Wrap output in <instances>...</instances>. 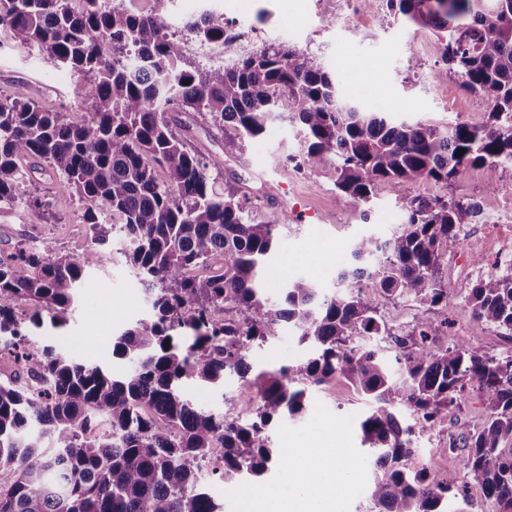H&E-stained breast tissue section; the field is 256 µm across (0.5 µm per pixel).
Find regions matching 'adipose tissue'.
<instances>
[{
  "label": "adipose tissue",
  "mask_w": 512,
  "mask_h": 512,
  "mask_svg": "<svg viewBox=\"0 0 512 512\" xmlns=\"http://www.w3.org/2000/svg\"><path fill=\"white\" fill-rule=\"evenodd\" d=\"M345 454H337L300 470L302 490L281 501L276 497L250 502L247 512H314L315 506H327L333 498L336 474L346 473Z\"/></svg>",
  "instance_id": "adipose-tissue-1"
}]
</instances>
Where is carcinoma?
I'll return each mask as SVG.
<instances>
[{"label": "carcinoma", "mask_w": 512, "mask_h": 512, "mask_svg": "<svg viewBox=\"0 0 512 512\" xmlns=\"http://www.w3.org/2000/svg\"><path fill=\"white\" fill-rule=\"evenodd\" d=\"M173 0L147 13L116 0H0V27L64 66L93 75L85 87L93 112L71 121L43 110L22 86L0 98V208L47 174L86 205L92 246L80 257L45 241L37 250L0 256V346L18 369L0 381V512H221L200 483L211 468L235 484L290 460L269 436L274 422L304 411L311 386L343 379L372 407L359 420L374 456L370 498L378 512H453L460 489L434 485L415 463V424L443 426L467 388L489 414L454 424L462 468L512 512V356L492 357L467 343L448 345V291L439 275L460 227L478 217L465 197L414 193L422 181L448 186L470 167L512 164V0H385L389 13L435 32L443 67L463 88L490 97L479 124L396 123L338 96L336 81L288 45L265 47L231 67H193L167 23ZM224 15L205 12L184 35L226 43ZM288 97V122L301 138L302 164L334 159L336 190L357 202L377 184L392 186L405 218L390 238L348 242L356 273L378 291L412 299L433 316L400 337L372 302L352 289L350 273L326 292L313 275L285 280L279 299L266 293L274 224L256 222L244 203L212 178L214 158L186 148L173 133L194 112L236 132L239 146L262 137ZM465 153L458 155V150ZM109 213L112 225L100 222ZM151 300V311L112 341V357L132 364L78 362L52 346L26 345L19 301L36 302L29 322L68 324L85 272L106 263L109 230ZM232 306L240 319L217 321ZM466 308L478 323L512 336V267L479 279ZM292 325L309 355L275 371L251 374L249 355L271 326ZM356 336L389 338L403 349L405 377L393 379L374 349ZM235 372L253 389L254 415L234 407H194L188 384L217 386ZM106 424L108 430L98 428Z\"/></svg>", "instance_id": "1"}]
</instances>
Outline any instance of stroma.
Segmentation results:
<instances>
[{"instance_id": "obj_1", "label": "stroma", "mask_w": 512, "mask_h": 512, "mask_svg": "<svg viewBox=\"0 0 512 512\" xmlns=\"http://www.w3.org/2000/svg\"><path fill=\"white\" fill-rule=\"evenodd\" d=\"M206 11L223 14L231 38L220 56L208 54L199 41L186 39L185 57L200 67L228 66L261 48L286 44L321 62L342 94L356 96L372 112L390 111L402 120L478 123L491 108L490 101L474 102L456 76L444 82L434 79L439 62L432 31L384 17L382 11L368 9L364 0H174L167 22L176 28ZM412 58L418 62L413 69L408 66ZM88 81V76L61 66L36 46L11 43L7 32L0 30V98L34 84L42 108L83 120L92 110L83 91ZM175 132L188 148L221 160L215 177L224 188L235 191L256 221L277 224V246L267 271L269 290L279 288L284 277L303 274L316 276L323 287H332L339 270L356 267L347 250L351 238L370 235L386 240L404 220L403 203L387 184H378L372 200L360 204L336 190L330 161L297 169L293 158L300 142L282 118H274L261 138L244 147L231 128H218L188 113ZM491 180L497 191L489 197L485 187ZM511 189L512 168L501 167L493 172L471 168L451 185L424 182L415 192L463 195L493 213L512 201L507 195ZM23 196L22 203L0 211L1 255L18 247L32 248L43 239L74 257L91 246L86 206L78 195L60 192L40 179L26 185ZM37 197L51 201L48 219H39L31 206V199ZM506 238H512V223L462 225L460 241L449 250L443 269L449 342L464 340L497 357L512 354V338L495 327L475 323L464 299L478 279L503 267L501 243ZM124 250L120 236L111 235L109 260L86 271L70 322L60 329L47 324L27 326L30 346H56L79 361L112 362L113 338L149 310L143 287L125 262ZM373 301L379 315L400 336L411 332L421 313L404 298L377 294ZM305 354L292 329L281 323L273 326L266 343L253 348L250 362L253 371H274ZM112 364L114 370H121V363ZM186 395L204 410L219 411L225 403H232L245 419L256 407L251 389L234 374L227 375L220 387L188 386ZM364 409L363 401L343 380L313 387L307 413L276 423L272 429L277 448L291 454V466L270 467L241 484L209 478L207 487L221 512H244L247 493L256 498L269 492L283 498L296 494L300 489L296 463L324 458L337 448L355 457L356 468L339 479L336 512H367L374 462L361 445L358 421ZM484 413L480 393L468 390L466 400L451 410L442 429L423 431L416 441L418 460L431 482L464 488L465 512L497 509L494 501L476 497L477 481L465 474L459 456L449 450L457 438L455 422Z\"/></svg>"}]
</instances>
